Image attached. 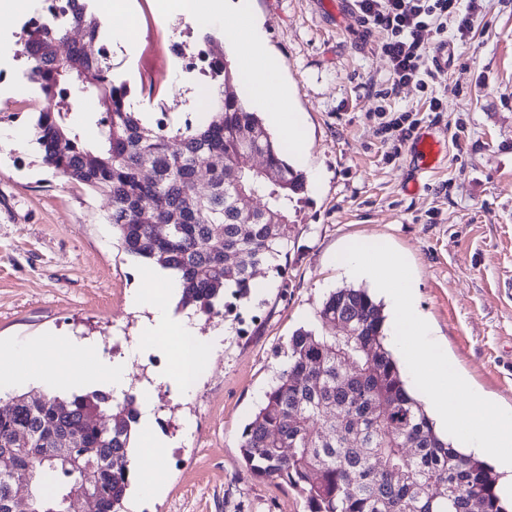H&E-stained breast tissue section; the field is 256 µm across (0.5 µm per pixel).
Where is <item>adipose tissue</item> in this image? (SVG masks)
<instances>
[{
  "label": "adipose tissue",
  "mask_w": 512,
  "mask_h": 512,
  "mask_svg": "<svg viewBox=\"0 0 512 512\" xmlns=\"http://www.w3.org/2000/svg\"><path fill=\"white\" fill-rule=\"evenodd\" d=\"M249 0H176L179 10L193 9L203 22L214 19L223 25L222 39L238 50L240 86L251 104L269 110L273 122L278 124L298 167L308 166V151L302 121L288 108L289 93L278 76L279 63L267 55L265 40L248 9ZM181 286L174 275L157 266L145 267L140 274V285L132 289L128 307L143 313L140 340L129 350L130 355L143 351L144 342L179 339L172 367L166 375L181 397H188L197 371V361L188 351L185 341L196 334V314L193 310L174 313L173 298ZM54 354L55 365L45 361ZM40 382L49 387L102 386L114 394L128 388L127 367L124 361L107 360L97 343L78 341L68 336L35 339L25 345L0 346V389L25 386ZM153 405L150 400L140 404L139 424L147 436L139 453L140 481L131 490L134 505H142L158 497L164 483L158 476L159 463L168 448L167 440L150 436Z\"/></svg>",
  "instance_id": "1"
}]
</instances>
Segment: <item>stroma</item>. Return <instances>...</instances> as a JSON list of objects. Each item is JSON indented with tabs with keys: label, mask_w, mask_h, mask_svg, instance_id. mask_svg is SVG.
<instances>
[{
	"label": "stroma",
	"mask_w": 512,
	"mask_h": 512,
	"mask_svg": "<svg viewBox=\"0 0 512 512\" xmlns=\"http://www.w3.org/2000/svg\"><path fill=\"white\" fill-rule=\"evenodd\" d=\"M251 3L324 184L302 193L280 271L256 268L262 286L240 301L241 321L198 315L200 336L220 328L224 340L208 352L189 398L161 380L175 342L129 364L131 394L149 386L155 427L174 443L160 471L165 490L144 512H308L286 482L249 477L239 445L293 332L316 327L330 292L359 287L334 261L351 241L406 257L449 361L512 411V0H482L472 38L448 42L435 80L447 110L422 120L447 137L448 159L435 173L417 170L409 146L388 155L374 110L389 65L353 0ZM122 6L105 28L114 80L131 88L134 110L147 119L165 110L174 125L202 118L208 80L176 73L170 46L202 47L219 26L180 22L158 0ZM130 20L131 41L120 33ZM37 98L23 57L0 55V102L10 105L0 112V343L57 334L116 350L138 332L127 298L142 263L122 248L104 200L43 164L32 140Z\"/></svg>",
	"instance_id": "obj_1"
}]
</instances>
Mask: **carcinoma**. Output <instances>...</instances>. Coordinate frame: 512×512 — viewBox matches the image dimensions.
<instances>
[{
  "label": "carcinoma",
  "instance_id": "cac0c4a2",
  "mask_svg": "<svg viewBox=\"0 0 512 512\" xmlns=\"http://www.w3.org/2000/svg\"><path fill=\"white\" fill-rule=\"evenodd\" d=\"M67 2L70 25L39 16L25 26L17 50L40 92L33 129L42 161L106 199L124 250L181 280V306L222 316L250 296L253 269L278 255L295 233L292 212L304 176L237 94V76L212 36L203 37L208 115L178 126L165 112L148 121L132 110L129 87L110 76L99 52L106 33L96 11ZM71 25L84 42L60 59L57 47ZM90 89L102 106L94 144L69 121L74 94ZM89 154L96 164H86ZM252 154L262 156L272 179L250 172ZM249 188L258 190L262 206L244 212L237 197ZM145 209L154 223L142 222ZM338 319L351 322L352 336L336 335ZM317 322L316 330L290 337L287 365L244 426L247 473L293 485L309 512H473L475 501L482 512H507L493 469L448 443L407 391L385 345L383 309L368 291L332 292ZM92 408L103 416L87 417ZM138 417L133 394L121 401L100 390L8 398L0 407V457L9 456L11 469L0 471V501L9 486L29 478L34 512H69L80 471L58 457L57 439L76 427L75 455L100 467L96 512H126ZM395 469L402 479L389 477Z\"/></svg>",
  "mask_w": 512,
  "mask_h": 512
}]
</instances>
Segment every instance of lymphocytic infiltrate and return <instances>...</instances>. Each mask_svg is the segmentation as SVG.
Listing matches in <instances>:
<instances>
[{
    "instance_id": "obj_1",
    "label": "lymphocytic infiltrate",
    "mask_w": 512,
    "mask_h": 512,
    "mask_svg": "<svg viewBox=\"0 0 512 512\" xmlns=\"http://www.w3.org/2000/svg\"><path fill=\"white\" fill-rule=\"evenodd\" d=\"M477 6L478 0H355L361 26L380 34L379 48L390 62L384 86L376 92L382 101L376 115L392 151H399L412 137L419 120L412 110L389 109V98L412 84L420 89L429 111L444 112V102L433 90L435 73L442 67L439 56L449 39H469ZM425 31L431 32L432 45L422 42Z\"/></svg>"
}]
</instances>
